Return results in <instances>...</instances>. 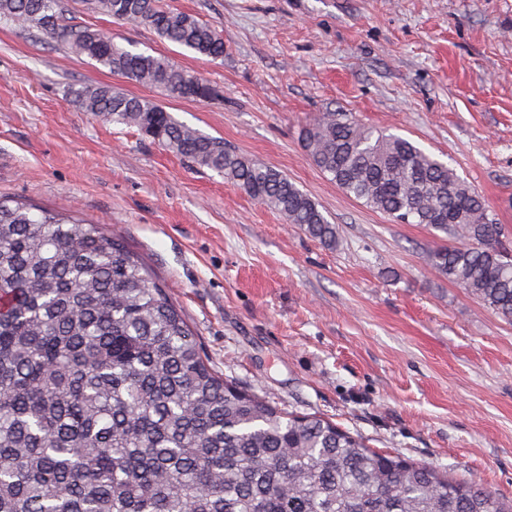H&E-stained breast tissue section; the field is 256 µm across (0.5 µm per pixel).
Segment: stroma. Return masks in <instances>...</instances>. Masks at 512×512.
Returning a JSON list of instances; mask_svg holds the SVG:
<instances>
[{
    "label": "stroma",
    "mask_w": 512,
    "mask_h": 512,
    "mask_svg": "<svg viewBox=\"0 0 512 512\" xmlns=\"http://www.w3.org/2000/svg\"><path fill=\"white\" fill-rule=\"evenodd\" d=\"M224 39L212 61L89 0L67 23L218 87L170 97L0 21V197L101 222L142 255L225 377L399 454L512 496V321L437 275L444 233L397 224L313 165L318 113L419 144L512 233V0H162ZM108 85L162 105L288 176L335 248L70 94Z\"/></svg>",
    "instance_id": "1"
}]
</instances>
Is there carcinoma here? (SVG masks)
<instances>
[{
	"label": "carcinoma",
	"instance_id": "cac0c4a2",
	"mask_svg": "<svg viewBox=\"0 0 512 512\" xmlns=\"http://www.w3.org/2000/svg\"><path fill=\"white\" fill-rule=\"evenodd\" d=\"M92 5L224 58L217 31L159 0ZM2 19L169 96L217 95L170 60L66 24L59 0H0ZM73 94L83 111L137 128L336 246V225L276 169L158 103L110 86ZM301 139L346 194L448 236L431 269L512 320V239L454 169L347 112L319 114ZM0 512H512V498L238 386L210 364L144 258L104 225L0 197Z\"/></svg>",
	"mask_w": 512,
	"mask_h": 512
}]
</instances>
